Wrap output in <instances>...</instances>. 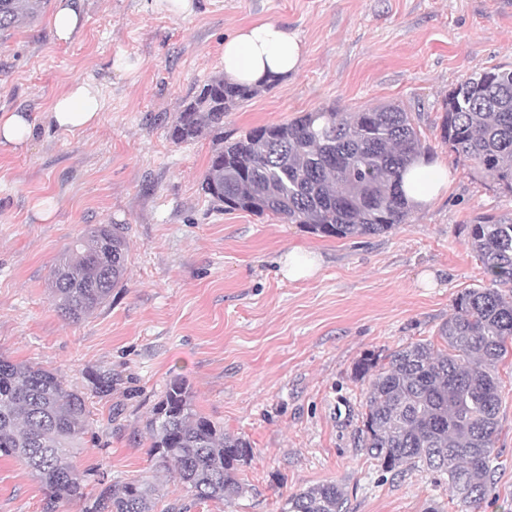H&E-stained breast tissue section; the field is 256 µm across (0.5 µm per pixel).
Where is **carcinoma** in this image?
<instances>
[{
	"mask_svg": "<svg viewBox=\"0 0 512 512\" xmlns=\"http://www.w3.org/2000/svg\"><path fill=\"white\" fill-rule=\"evenodd\" d=\"M49 0H0V32L31 24ZM259 93L218 76L179 112L169 137L190 143L212 135L215 148L202 190L226 211L272 214L328 237L375 236L411 213L401 190L408 167L425 155L410 113L398 105L353 112L319 108L290 122L224 138V114ZM441 139L512 192V71L473 74L443 102ZM468 244L488 285L457 294L439 329L441 344L423 340L385 358L358 362L369 378L359 428L361 450L389 471L424 469L448 476L459 501L482 500L499 431L498 366L512 345V217L479 215L466 225ZM125 227H91L63 253L52 297L69 320L89 315L123 286ZM92 393H112V373L93 379ZM86 394L40 366L0 356V455L24 465L46 492L44 512L81 501L83 512H153L161 476L175 475L199 500L227 505L245 492L238 471L254 451L194 408L186 383L173 380L146 428L156 458L150 479L97 482L73 457L89 433ZM281 512H346L336 482L285 499Z\"/></svg>",
	"mask_w": 512,
	"mask_h": 512,
	"instance_id": "carcinoma-1",
	"label": "carcinoma"
}]
</instances>
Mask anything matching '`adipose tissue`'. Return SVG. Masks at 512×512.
I'll return each mask as SVG.
<instances>
[{"label":"adipose tissue","mask_w":512,"mask_h":512,"mask_svg":"<svg viewBox=\"0 0 512 512\" xmlns=\"http://www.w3.org/2000/svg\"><path fill=\"white\" fill-rule=\"evenodd\" d=\"M304 62L300 41L281 24L265 21L238 28L224 41V78L260 86L296 74ZM101 112L98 84L82 80L56 97L47 119L58 130L75 132L96 125ZM448 185L440 162H419L404 177L403 189L415 208L437 199Z\"/></svg>","instance_id":"1"}]
</instances>
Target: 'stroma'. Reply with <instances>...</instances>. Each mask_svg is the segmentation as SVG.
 <instances>
[{
	"instance_id": "obj_1",
	"label": "stroma",
	"mask_w": 512,
	"mask_h": 512,
	"mask_svg": "<svg viewBox=\"0 0 512 512\" xmlns=\"http://www.w3.org/2000/svg\"><path fill=\"white\" fill-rule=\"evenodd\" d=\"M506 0H78L84 18L57 42L47 7L0 34V114L44 117L78 80L101 85L94 127L40 128L24 147L0 145V355L57 373L88 391L112 374L110 396L90 398L91 431L76 462L126 483L152 475L145 424L169 383L188 384L196 410L247 439L254 457L232 506L193 499L164 478L155 512H280L285 499L336 482L347 512H512V355L499 365L500 431L481 503L452 499L423 470L396 476L361 451L369 354L433 340L453 300L484 284L466 224L512 216V193L441 140L442 104L472 73L512 70ZM273 20L297 35L305 61L224 117V135L286 122L328 106L397 104L410 112L448 188L388 233L322 237L277 216L224 212L201 181L211 136L172 142L168 130L196 88L224 68V38ZM130 64L116 73L113 64ZM52 209L49 220L37 203ZM121 224L129 242L122 287L92 315L56 311L53 271L90 226ZM318 271L291 280L292 249ZM433 273V287L421 276ZM46 494L15 459L0 456V512H43Z\"/></svg>"
}]
</instances>
